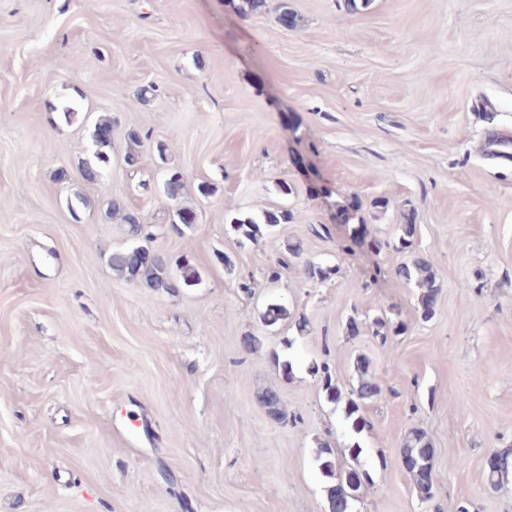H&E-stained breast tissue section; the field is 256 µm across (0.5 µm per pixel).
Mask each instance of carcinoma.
<instances>
[{"mask_svg": "<svg viewBox=\"0 0 512 512\" xmlns=\"http://www.w3.org/2000/svg\"><path fill=\"white\" fill-rule=\"evenodd\" d=\"M111 130L112 122L108 118H102L95 124L97 163L94 165L89 163L84 168V175L90 181H95L101 176L100 164L108 163L105 149L111 144ZM183 186L184 177L181 172L173 170L165 175L164 190L169 199H177ZM118 213L126 224V234L133 241V245L116 249L109 256L108 263L116 275L130 283L143 284L158 293H171L195 282L196 272L188 261L183 260L179 263L182 273L181 278L176 279L169 273V258L147 247L150 238L146 235L144 221L139 214L131 211L122 213L119 205L114 202L110 205L109 215ZM289 219L290 216L286 211H268L263 215L262 222L258 223L251 219L239 220L234 228L246 239L255 240L262 234L261 226L272 228L288 222ZM414 235L415 225L411 223L402 225L395 249L410 254V260L397 267L396 275L406 283L413 282L417 285L420 290L418 300L422 316L429 319L433 315L439 287L430 263L413 253ZM304 274L311 281L323 282L336 274V269L308 262L304 267ZM286 314L287 310L283 305L271 303L262 313V320L265 325L273 327L283 320ZM355 371L358 375V384L350 391V397L345 401L342 390L333 379L330 366L323 364L315 369V373L320 375L322 389L328 402L345 403L346 419L351 421V429L358 434L366 426L365 419L359 415L360 403L379 397L382 388L370 375L369 362L366 358L360 357L356 360ZM259 403L270 420L276 423L286 421L287 409L278 390L274 388L265 390L259 396ZM429 448L431 444L425 433L419 429H413L403 440L400 457L420 460V468L410 471L409 475L419 497L430 501L434 497L433 485L424 476L425 472L431 473L434 470V453L429 451ZM332 453V449L322 446L317 454L320 470L325 477L333 480V483L327 486L328 509L329 512H350L354 502L359 498L367 472L356 469L342 471L336 468V463L331 458ZM496 456V467L489 471V477L492 479L512 468V451L499 450Z\"/></svg>", "mask_w": 512, "mask_h": 512, "instance_id": "1", "label": "carcinoma"}]
</instances>
